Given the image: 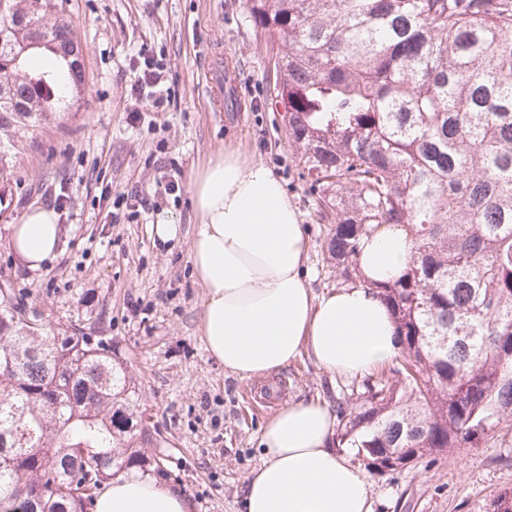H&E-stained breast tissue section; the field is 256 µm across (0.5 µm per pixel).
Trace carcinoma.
I'll return each mask as SVG.
<instances>
[{"mask_svg":"<svg viewBox=\"0 0 512 512\" xmlns=\"http://www.w3.org/2000/svg\"><path fill=\"white\" fill-rule=\"evenodd\" d=\"M0 191L20 143L69 108L85 75L63 0H0ZM282 47L276 104L314 198L336 287L370 286L401 358L364 380L338 446L397 465L512 430V0H246ZM62 57L67 71L34 69ZM389 224L414 239L394 281H366L359 241ZM0 288V512H87L117 475L165 476L152 426L112 340L24 323ZM448 337L442 346L440 337ZM138 427L133 438L127 429ZM21 487L23 496L14 493ZM482 512H512V487Z\"/></svg>","mask_w":512,"mask_h":512,"instance_id":"1","label":"carcinoma"}]
</instances>
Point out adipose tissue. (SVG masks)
I'll use <instances>...</instances> for the list:
<instances>
[{
  "mask_svg": "<svg viewBox=\"0 0 512 512\" xmlns=\"http://www.w3.org/2000/svg\"><path fill=\"white\" fill-rule=\"evenodd\" d=\"M199 224L189 255L204 290L200 333L225 372L265 379L302 356L331 373L371 372L398 354L389 308L371 289L314 295L300 214L272 170L221 152L194 182ZM61 226L54 209L30 208L8 246L27 267L54 256ZM413 243L400 228L366 237V279L400 276ZM264 457L247 477L242 512H372L365 471L336 452V413L320 400L287 403L264 425ZM94 512H192L184 491L140 475L101 487Z\"/></svg>",
  "mask_w": 512,
  "mask_h": 512,
  "instance_id": "1",
  "label": "adipose tissue"
}]
</instances>
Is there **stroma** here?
Masks as SVG:
<instances>
[{
  "label": "stroma",
  "mask_w": 512,
  "mask_h": 512,
  "mask_svg": "<svg viewBox=\"0 0 512 512\" xmlns=\"http://www.w3.org/2000/svg\"><path fill=\"white\" fill-rule=\"evenodd\" d=\"M244 3L67 0L83 48L82 99L62 124L36 131L0 199V286L24 296L33 323L111 339L154 427L166 481L188 494L193 512H240L263 455L261 429L283 403L319 399L340 410L364 390L361 377L330 374L306 356L267 381L228 375L200 336L192 187L223 149L271 168L308 226L314 292L336 285L323 248L329 227L314 223L282 115L267 103L271 51ZM143 46L166 72L162 110L131 95ZM171 180L181 192L165 194ZM133 190L142 211L121 200ZM60 192L57 252L29 269L7 247L11 226ZM163 223L179 225V236L158 238L153 227ZM369 480L372 512H480L486 495L512 486V432Z\"/></svg>",
  "instance_id": "35a3bbf8"
}]
</instances>
